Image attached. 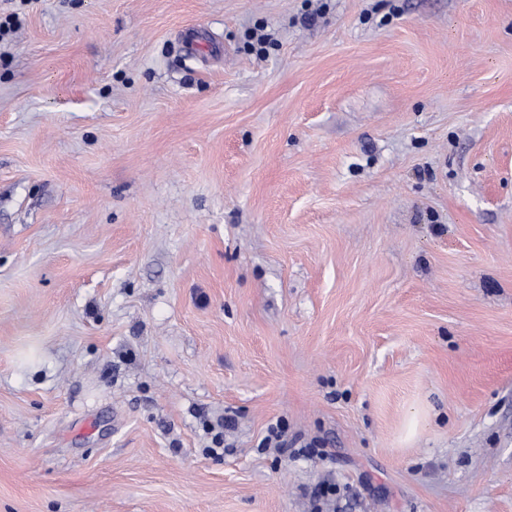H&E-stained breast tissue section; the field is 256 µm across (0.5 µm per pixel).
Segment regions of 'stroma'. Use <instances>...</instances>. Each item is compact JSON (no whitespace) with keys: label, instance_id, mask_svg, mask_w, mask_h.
<instances>
[{"label":"stroma","instance_id":"obj_1","mask_svg":"<svg viewBox=\"0 0 512 512\" xmlns=\"http://www.w3.org/2000/svg\"><path fill=\"white\" fill-rule=\"evenodd\" d=\"M5 18L0 512H512V0Z\"/></svg>","mask_w":512,"mask_h":512}]
</instances>
